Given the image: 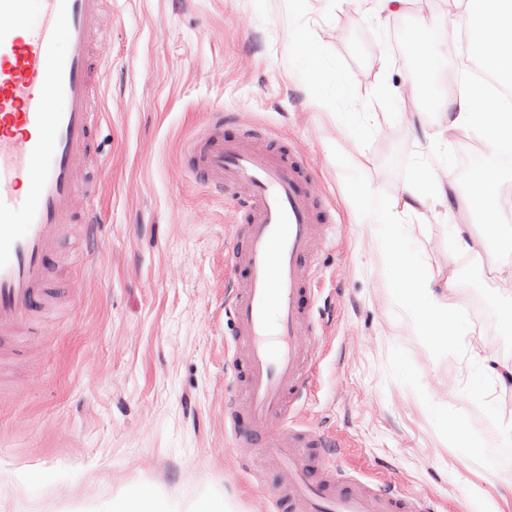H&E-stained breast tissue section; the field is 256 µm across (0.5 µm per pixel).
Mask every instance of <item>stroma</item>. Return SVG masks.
<instances>
[{"instance_id": "obj_1", "label": "stroma", "mask_w": 512, "mask_h": 512, "mask_svg": "<svg viewBox=\"0 0 512 512\" xmlns=\"http://www.w3.org/2000/svg\"><path fill=\"white\" fill-rule=\"evenodd\" d=\"M439 29L438 81L469 89L481 61L458 46L466 12L452 0H409L381 23L369 0H112L96 102L98 222L66 237L55 274L66 290L40 344L21 345L0 384V512H112L145 486L185 510L220 498L256 512L259 486L277 485L274 470L237 453L224 423V251L238 216L184 168L187 140L218 108L232 116L225 133L253 129L308 166L336 227L315 264L329 319L295 423L338 446L345 480L392 485L434 512H512V489L450 435L461 424L492 438L512 423V382L479 376L469 359L479 349L512 365L501 321L512 281L474 274L477 254L452 244L451 225L478 222L460 204L466 181L451 210L402 211L435 155L455 163L484 149L473 130L431 142L415 119L441 122L414 65L415 47ZM319 58L341 69L349 97L316 98L307 71ZM362 188L398 213L428 273L455 272L468 336L429 340L392 303Z\"/></svg>"}]
</instances>
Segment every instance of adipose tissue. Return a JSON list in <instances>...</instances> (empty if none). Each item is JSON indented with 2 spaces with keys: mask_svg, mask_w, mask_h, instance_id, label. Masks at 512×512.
<instances>
[{
  "mask_svg": "<svg viewBox=\"0 0 512 512\" xmlns=\"http://www.w3.org/2000/svg\"><path fill=\"white\" fill-rule=\"evenodd\" d=\"M466 8L478 31L477 54L484 67L499 80L512 84V56L504 52L505 47L512 45V0H466ZM440 107L445 112L443 133L477 129L492 157L512 149L511 96L493 94L485 86L476 85L467 94L452 90L443 93ZM499 174V169L490 164L474 172L477 190L468 197L466 205L485 216L487 227L480 234L469 224L452 225L451 234L459 249H475L486 236L501 234ZM361 211L365 223L381 228L377 246L393 269L387 287L393 301L412 313L418 333L440 341L466 336L469 327L449 301L457 288L454 278L439 282L422 268L405 226L398 223L382 200L364 196Z\"/></svg>",
  "mask_w": 512,
  "mask_h": 512,
  "instance_id": "ef3b65f1",
  "label": "adipose tissue"
}]
</instances>
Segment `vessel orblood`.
Listing matches in <instances>:
<instances>
[{
	"mask_svg": "<svg viewBox=\"0 0 512 512\" xmlns=\"http://www.w3.org/2000/svg\"><path fill=\"white\" fill-rule=\"evenodd\" d=\"M109 28L104 0H0V337L34 328L52 296L60 240L75 220L96 221L93 208L78 210L76 190L94 149L95 45ZM186 155L191 173L236 205L224 420L245 424L238 450L282 472L271 504L285 512H430L386 484L329 491L308 454L328 440L288 424L309 389L311 338L323 322L313 288L317 243L335 231L315 206L302 161L253 130L225 134L219 109Z\"/></svg>",
	"mask_w": 512,
	"mask_h": 512,
	"instance_id": "b4317fda",
	"label": "vessel or blood"
}]
</instances>
